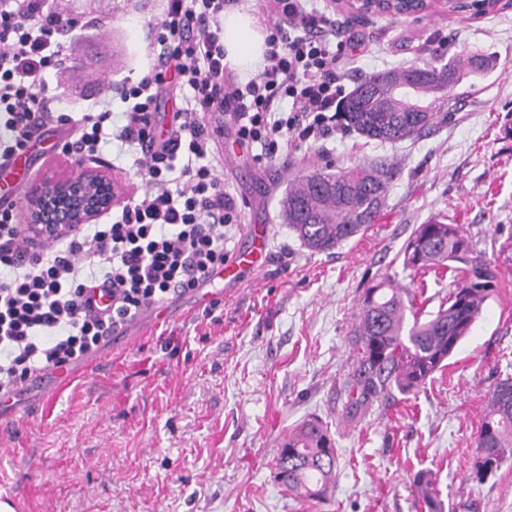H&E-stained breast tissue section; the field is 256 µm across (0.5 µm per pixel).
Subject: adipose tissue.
Returning <instances> with one entry per match:
<instances>
[{
  "label": "adipose tissue",
  "instance_id": "1",
  "mask_svg": "<svg viewBox=\"0 0 512 512\" xmlns=\"http://www.w3.org/2000/svg\"><path fill=\"white\" fill-rule=\"evenodd\" d=\"M265 37L263 27L249 10L225 12V63L243 75L256 71L263 61Z\"/></svg>",
  "mask_w": 512,
  "mask_h": 512
}]
</instances>
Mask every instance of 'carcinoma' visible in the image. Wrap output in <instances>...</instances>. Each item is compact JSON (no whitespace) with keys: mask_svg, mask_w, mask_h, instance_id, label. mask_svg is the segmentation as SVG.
<instances>
[{"mask_svg":"<svg viewBox=\"0 0 512 512\" xmlns=\"http://www.w3.org/2000/svg\"><path fill=\"white\" fill-rule=\"evenodd\" d=\"M442 49L422 66L389 69L357 82L343 100L348 126L368 139L397 142L452 118L454 89L467 75L458 57ZM393 85L377 89L383 76ZM398 170L374 159L351 167L327 164L295 177L283 201V219L313 253L326 252L364 233L379 216ZM414 269L448 270L457 281L437 311L419 313L410 292L379 282L367 289L355 326L357 350L350 409L354 412L396 390L418 393L469 335L498 279L495 265L456 224L433 219L414 230L404 249ZM476 448L501 465L512 458V378L490 392ZM338 455L328 425L318 419L295 426L278 447L276 478L301 498L321 501L336 477ZM413 483L423 512H443L431 475ZM319 487L322 493L313 492Z\"/></svg>","mask_w":512,"mask_h":512,"instance_id":"1","label":"carcinoma"}]
</instances>
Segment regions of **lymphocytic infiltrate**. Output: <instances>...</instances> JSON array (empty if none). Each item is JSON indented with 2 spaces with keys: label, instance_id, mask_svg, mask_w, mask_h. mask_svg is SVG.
I'll list each match as a JSON object with an SVG mask.
<instances>
[{
  "label": "lymphocytic infiltrate",
  "instance_id": "obj_1",
  "mask_svg": "<svg viewBox=\"0 0 512 512\" xmlns=\"http://www.w3.org/2000/svg\"><path fill=\"white\" fill-rule=\"evenodd\" d=\"M232 0H165L151 42L154 62L123 82L128 108L113 126L107 107L73 119L51 108L46 75L60 69L61 37L75 22L48 0H0V159L25 149L48 127L70 131L62 154L103 162L110 140L134 149L148 190L108 224L75 236L30 243L14 209H0V394L72 369L148 310L196 290L230 257L228 227L238 204L219 176V129L231 113L235 141L268 165L325 139L336 127L349 57L327 13L308 0H267L272 20L262 70L239 83L224 62V9ZM186 106L171 127H156V103L169 69ZM112 288V304L93 310L90 292Z\"/></svg>",
  "mask_w": 512,
  "mask_h": 512
}]
</instances>
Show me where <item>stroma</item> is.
<instances>
[{
    "instance_id": "1",
    "label": "stroma",
    "mask_w": 512,
    "mask_h": 512,
    "mask_svg": "<svg viewBox=\"0 0 512 512\" xmlns=\"http://www.w3.org/2000/svg\"><path fill=\"white\" fill-rule=\"evenodd\" d=\"M82 22L66 32L65 62L48 73L55 109L80 118L85 100L143 76L153 63L150 28L163 0H50ZM337 33L363 40L345 86L428 59L439 46L486 59L456 87L452 121L391 144L338 120L318 144L265 167L230 135L225 112L223 178L239 205L231 250L250 225L269 227L267 261L236 283L214 282L215 320L194 295L168 301V318L136 320L62 379L32 386L0 411V494L15 512H417L412 477L436 474L445 512H512V460L472 479L475 437L487 394L512 377V5L448 13L431 0L420 16L361 17L346 0H310ZM331 158L347 167L383 157L399 173L365 233L326 253L305 249L280 215L295 176ZM104 173L120 202L145 189L135 157L106 148ZM456 224L501 274L473 330L416 394H395L347 418L355 371L353 329L366 288L388 280L436 311L451 273L403 264L414 229ZM327 422L338 469L326 500L280 485L273 459L303 419Z\"/></svg>"
}]
</instances>
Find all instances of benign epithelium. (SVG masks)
<instances>
[{"mask_svg": "<svg viewBox=\"0 0 512 512\" xmlns=\"http://www.w3.org/2000/svg\"><path fill=\"white\" fill-rule=\"evenodd\" d=\"M488 8L489 0H448L451 11L482 14ZM73 167L67 176H48L28 187L22 222L30 239L73 234L112 211L117 200L112 181L99 167L81 158L74 160Z\"/></svg>", "mask_w": 512, "mask_h": 512, "instance_id": "1", "label": "benign epithelium"}]
</instances>
